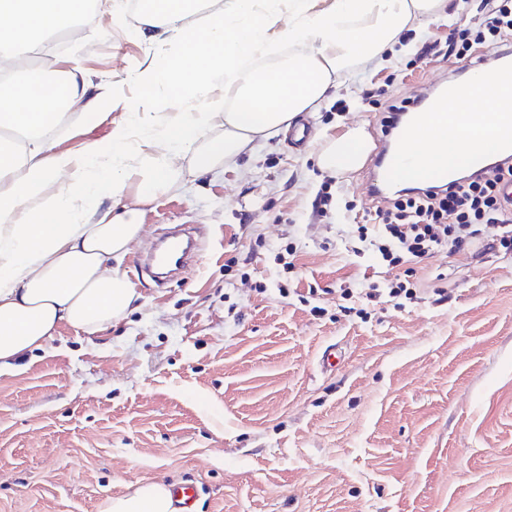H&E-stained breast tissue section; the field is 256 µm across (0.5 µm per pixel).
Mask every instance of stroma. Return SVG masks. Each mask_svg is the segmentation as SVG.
Here are the masks:
<instances>
[{
  "instance_id": "stroma-1",
  "label": "stroma",
  "mask_w": 512,
  "mask_h": 512,
  "mask_svg": "<svg viewBox=\"0 0 512 512\" xmlns=\"http://www.w3.org/2000/svg\"><path fill=\"white\" fill-rule=\"evenodd\" d=\"M457 15L485 18L480 0H449L386 63H352L302 113L307 147L279 133L155 200L126 274L171 224L198 227L197 261L161 288L133 280L118 325H61L0 375V512H100L147 482L195 484L194 512H512V255L440 251L417 266L416 300H368L386 275L350 251L343 205H372L358 170L336 172L331 218L312 208L326 141L380 133L378 89L402 99L464 76L466 58L418 60ZM67 44L57 68L117 84L99 121L71 113L50 134L80 156L123 112L148 110L134 77L172 46L140 36L131 0ZM289 245L286 270L274 257Z\"/></svg>"
}]
</instances>
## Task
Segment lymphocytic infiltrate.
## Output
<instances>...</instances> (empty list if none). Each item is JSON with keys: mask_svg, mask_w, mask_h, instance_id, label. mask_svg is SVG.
Returning a JSON list of instances; mask_svg holds the SVG:
<instances>
[{"mask_svg": "<svg viewBox=\"0 0 512 512\" xmlns=\"http://www.w3.org/2000/svg\"><path fill=\"white\" fill-rule=\"evenodd\" d=\"M482 7L485 24L450 32L449 51L469 57L480 47L512 39V0H482ZM508 180L512 165H496L450 190L407 192L377 203L375 223L355 227V252L370 253L380 266L393 271L387 284L390 297L416 299L415 266L434 252L454 254L470 247L480 253L512 252V203L499 190ZM484 224L498 225L499 234L483 239Z\"/></svg>", "mask_w": 512, "mask_h": 512, "instance_id": "obj_1", "label": "lymphocytic infiltrate"}]
</instances>
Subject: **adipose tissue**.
I'll return each mask as SVG.
<instances>
[{
  "mask_svg": "<svg viewBox=\"0 0 512 512\" xmlns=\"http://www.w3.org/2000/svg\"><path fill=\"white\" fill-rule=\"evenodd\" d=\"M445 2L335 0L332 11L316 15L310 0H291L283 15L263 9L262 0H228L210 13L201 38L188 24L199 0H144L143 35L178 44L162 69L137 76L155 107L124 113L108 139L76 159L52 153L48 132L61 110L84 118L98 112L112 83L93 82L77 65L54 85L18 78L42 53L43 34L79 37L75 0H0V129L24 134L20 146H0V374L17 370L61 325L93 334L123 319L138 296L122 261L143 230L146 206L317 110L348 64L392 50L404 30ZM499 84L494 65L471 83L467 109L481 118L462 133L408 142L421 169L494 147L499 130L486 91ZM368 149L362 130L352 128L326 142L319 165L353 169ZM62 173L68 181L59 188ZM102 512L175 506L166 485L145 483L108 498Z\"/></svg>",
  "mask_w": 512,
  "mask_h": 512,
  "instance_id": "obj_1",
  "label": "adipose tissue"
}]
</instances>
